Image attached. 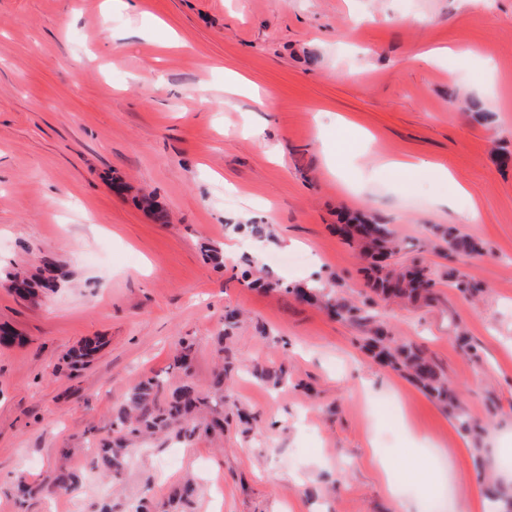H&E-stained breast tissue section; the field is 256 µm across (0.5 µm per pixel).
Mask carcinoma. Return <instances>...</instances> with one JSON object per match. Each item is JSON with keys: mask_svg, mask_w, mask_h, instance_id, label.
<instances>
[{"mask_svg": "<svg viewBox=\"0 0 512 512\" xmlns=\"http://www.w3.org/2000/svg\"><path fill=\"white\" fill-rule=\"evenodd\" d=\"M336 233L355 244L371 259L372 295L361 305H350L324 292L316 285L296 287L291 293L303 300L321 304L331 314L354 322L364 333L363 347L379 361L405 375L428 395L433 397L460 428L476 433L461 405L455 388L438 366L417 346L398 345L377 320L376 300L399 299L409 303L429 304L436 299V281L431 271L414 264L394 272L384 265L386 255L397 251L399 244L387 224H338ZM441 240L447 245L448 258L465 257L476 251V245L457 234L452 227L441 230ZM7 287L23 299L36 296L37 290L51 291L58 287L55 279L35 280L19 272L6 279ZM452 287L463 295H474L482 288L472 277L455 276ZM97 339H86L73 349L67 359L72 365L84 364L100 348ZM192 345L182 346L174 359L173 369L178 382L171 384L158 377H145L134 384L124 402L115 412L108 433L100 438V448L91 461V467L114 478H120L129 465L134 445L157 434H172L185 441L200 435L219 439L224 435V378L232 371L228 352L215 367L212 392L198 389L191 378ZM79 482V475L62 463L56 472L50 490L59 494L69 492ZM199 494V487L188 479L176 487L168 504L190 509ZM492 512H512V488L500 485L490 497Z\"/></svg>", "mask_w": 512, "mask_h": 512, "instance_id": "carcinoma-1", "label": "carcinoma"}]
</instances>
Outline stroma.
Wrapping results in <instances>:
<instances>
[{"instance_id": "obj_1", "label": "stroma", "mask_w": 512, "mask_h": 512, "mask_svg": "<svg viewBox=\"0 0 512 512\" xmlns=\"http://www.w3.org/2000/svg\"><path fill=\"white\" fill-rule=\"evenodd\" d=\"M0 0V279L51 256L68 276L30 303L0 282V512H131L186 475L195 512H487L477 458L512 476V0ZM446 46L437 62L413 54ZM484 109L469 111L467 97ZM381 157L447 166L452 180L381 172ZM152 193L168 214L138 206ZM94 223H85L83 213ZM360 213L438 282L429 306L378 301L385 328L447 374L481 440L359 347L360 329L285 285L353 302L370 290L360 253L335 232ZM267 225L261 267L241 276ZM455 225L480 246L433 249ZM231 245L223 265L204 249ZM487 289L452 288L450 270ZM235 308L244 319L224 324ZM241 368L224 402L254 415L224 439L161 437L120 484L89 468L128 389L167 376L181 339L209 390L218 339ZM103 346L70 372L82 339ZM286 366L272 388L255 368ZM82 474L49 482L61 449ZM68 453H63V463L60 465L53 479L52 485L46 489L59 494L69 492L79 482V475L70 469L67 464Z\"/></svg>"}]
</instances>
